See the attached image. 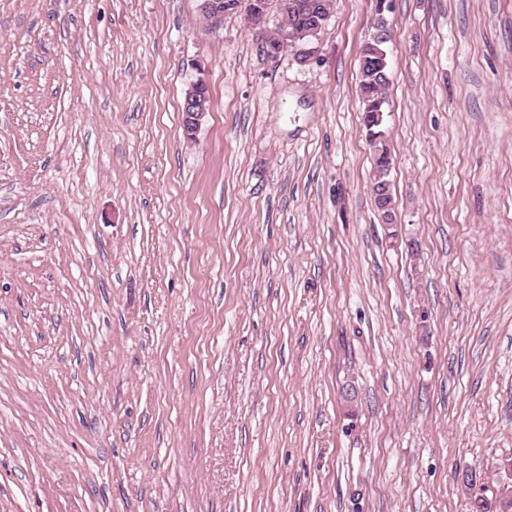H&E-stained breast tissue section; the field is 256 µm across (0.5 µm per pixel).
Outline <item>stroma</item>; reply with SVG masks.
<instances>
[{"mask_svg": "<svg viewBox=\"0 0 512 512\" xmlns=\"http://www.w3.org/2000/svg\"><path fill=\"white\" fill-rule=\"evenodd\" d=\"M374 6L334 0L301 65L199 0H0V512L494 498L512 0H393L390 225L358 88ZM200 13L211 32L217 33L224 28V19L239 12V1L199 0ZM209 109L210 96L207 87L201 80L197 81L187 91L182 107L183 131L187 139L195 138Z\"/></svg>", "mask_w": 512, "mask_h": 512, "instance_id": "obj_1", "label": "stroma"}]
</instances>
